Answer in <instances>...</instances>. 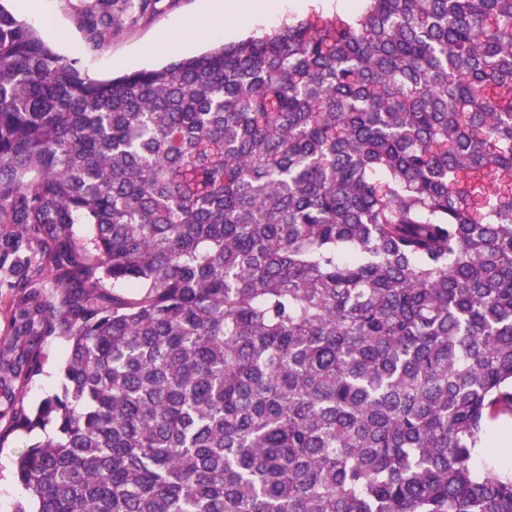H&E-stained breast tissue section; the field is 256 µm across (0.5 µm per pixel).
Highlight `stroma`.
Returning a JSON list of instances; mask_svg holds the SVG:
<instances>
[{
  "instance_id": "35a3bbf8",
  "label": "stroma",
  "mask_w": 512,
  "mask_h": 512,
  "mask_svg": "<svg viewBox=\"0 0 512 512\" xmlns=\"http://www.w3.org/2000/svg\"><path fill=\"white\" fill-rule=\"evenodd\" d=\"M98 0H8V8L38 31L54 27L50 42L58 52L77 59L82 70L102 79L148 68L175 57L193 56L207 47L229 43L276 30L267 21H241L225 16L223 34L214 36L199 29L206 0H158L154 10L139 14L127 11L125 0H113L112 32L99 39L83 26L84 15ZM55 272L39 241H31L21 257L0 266V362L11 356L12 316L24 289H40L44 298L56 300ZM69 355L63 336L48 337L42 345L44 371L30 379L0 381V428L9 421L12 402L37 405L61 383V367ZM43 431L17 432L0 448V512H13L20 498L13 462L28 446L43 439Z\"/></svg>"
}]
</instances>
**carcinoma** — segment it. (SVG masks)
I'll list each match as a JSON object with an SVG mask.
<instances>
[{
  "mask_svg": "<svg viewBox=\"0 0 512 512\" xmlns=\"http://www.w3.org/2000/svg\"><path fill=\"white\" fill-rule=\"evenodd\" d=\"M359 2L110 80L0 3V261L61 293L4 372L69 342L0 430L53 429L37 512H512V0ZM69 355V343L63 336L48 337L42 345L44 372L27 380L5 378L0 381V428H6L9 408L16 400L28 406H36L48 393L53 392L62 382L61 367ZM508 430L510 434V445H511V435H512V419L510 417L504 416L500 417V419L496 422V424L489 430L486 441H485V450L476 458V463L478 467H483L485 463L488 465L495 466L497 468L502 469H512V451L510 450L507 453H499L496 451V453L491 452L488 450V448H492V445L490 444L492 436L495 432L496 438L498 439V436L501 434L502 431Z\"/></svg>",
  "mask_w": 512,
  "mask_h": 512,
  "instance_id": "cac0c4a2",
  "label": "carcinoma"
}]
</instances>
